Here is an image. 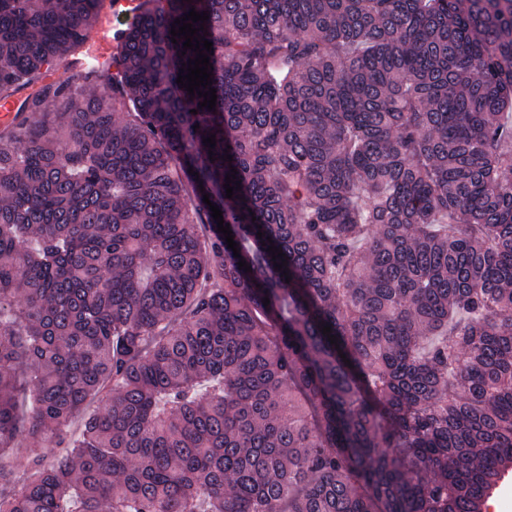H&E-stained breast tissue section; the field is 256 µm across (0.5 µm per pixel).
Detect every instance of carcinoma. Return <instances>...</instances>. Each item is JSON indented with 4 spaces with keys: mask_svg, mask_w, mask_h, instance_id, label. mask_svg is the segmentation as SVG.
Returning <instances> with one entry per match:
<instances>
[{
    "mask_svg": "<svg viewBox=\"0 0 512 512\" xmlns=\"http://www.w3.org/2000/svg\"><path fill=\"white\" fill-rule=\"evenodd\" d=\"M101 2L0 0V512H483L512 0H138L93 94L51 70Z\"/></svg>",
    "mask_w": 512,
    "mask_h": 512,
    "instance_id": "obj_1",
    "label": "carcinoma"
}]
</instances>
